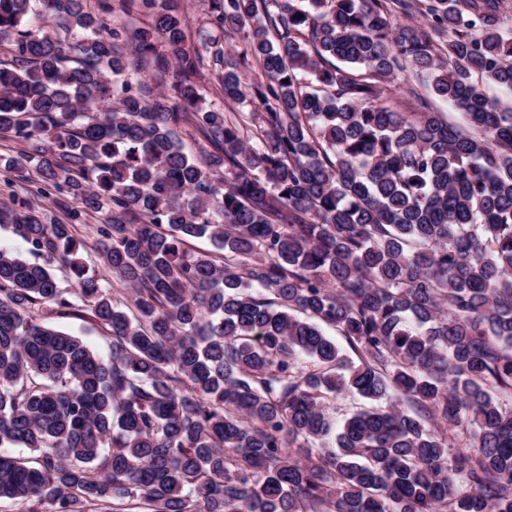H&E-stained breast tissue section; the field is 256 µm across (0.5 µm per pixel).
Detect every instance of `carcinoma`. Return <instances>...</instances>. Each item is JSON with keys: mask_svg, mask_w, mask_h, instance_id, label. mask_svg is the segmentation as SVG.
I'll return each mask as SVG.
<instances>
[{"mask_svg": "<svg viewBox=\"0 0 512 512\" xmlns=\"http://www.w3.org/2000/svg\"><path fill=\"white\" fill-rule=\"evenodd\" d=\"M31 2L0 0V166L65 221L0 204L34 257L0 249V500L512 512L506 0H199L193 50L182 0ZM407 69L467 125L382 105ZM85 314L106 359L42 322ZM347 393L371 406L340 423Z\"/></svg>", "mask_w": 512, "mask_h": 512, "instance_id": "carcinoma-1", "label": "carcinoma"}]
</instances>
